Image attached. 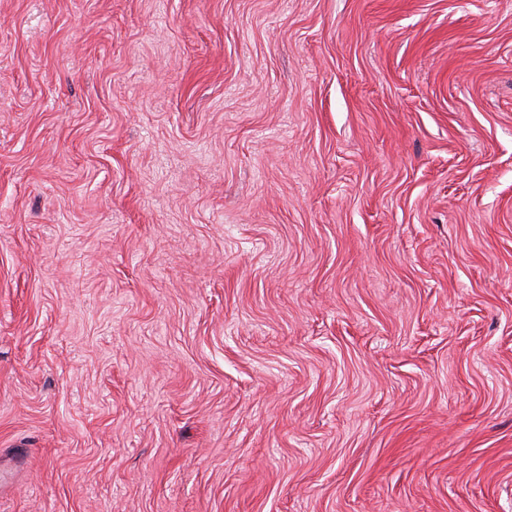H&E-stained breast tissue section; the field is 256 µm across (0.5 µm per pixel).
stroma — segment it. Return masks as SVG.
Returning a JSON list of instances; mask_svg holds the SVG:
<instances>
[{"label":"stroma","mask_w":512,"mask_h":512,"mask_svg":"<svg viewBox=\"0 0 512 512\" xmlns=\"http://www.w3.org/2000/svg\"><path fill=\"white\" fill-rule=\"evenodd\" d=\"M0 512H512V0H0Z\"/></svg>","instance_id":"obj_1"}]
</instances>
